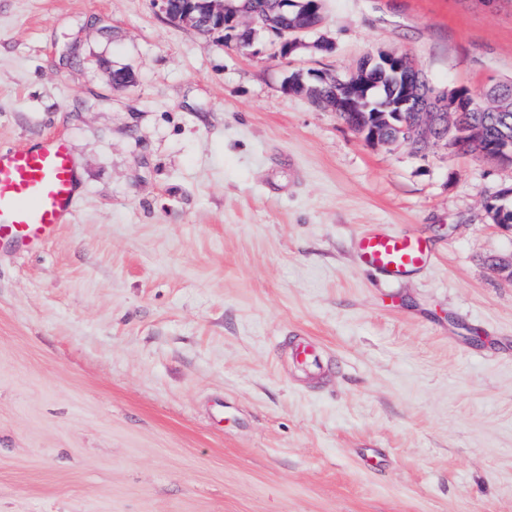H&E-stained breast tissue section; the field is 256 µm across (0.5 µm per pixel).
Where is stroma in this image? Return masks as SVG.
<instances>
[{"mask_svg": "<svg viewBox=\"0 0 512 512\" xmlns=\"http://www.w3.org/2000/svg\"><path fill=\"white\" fill-rule=\"evenodd\" d=\"M319 35L285 62L153 0H0V143L81 168L72 222L0 251V512H512V164L283 89L395 51L485 104L512 0H325ZM375 224L432 263L362 268Z\"/></svg>", "mask_w": 512, "mask_h": 512, "instance_id": "stroma-1", "label": "stroma"}]
</instances>
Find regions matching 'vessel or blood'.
<instances>
[{
	"label": "vessel or blood",
	"instance_id": "obj_1",
	"mask_svg": "<svg viewBox=\"0 0 512 512\" xmlns=\"http://www.w3.org/2000/svg\"><path fill=\"white\" fill-rule=\"evenodd\" d=\"M77 172L66 141L0 146V243L37 250L53 240L76 206ZM360 263L395 280L429 266L433 255L418 234L376 224L355 242Z\"/></svg>",
	"mask_w": 512,
	"mask_h": 512
}]
</instances>
